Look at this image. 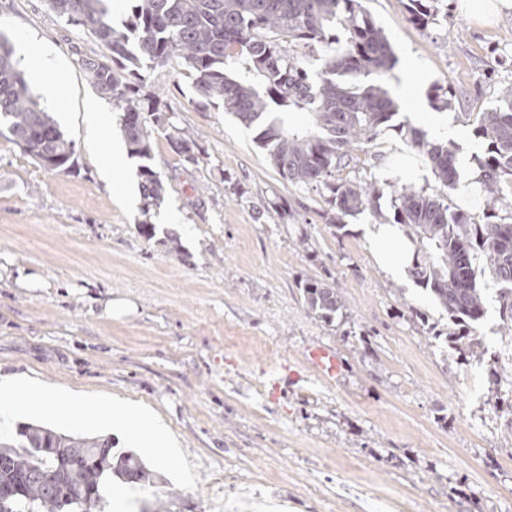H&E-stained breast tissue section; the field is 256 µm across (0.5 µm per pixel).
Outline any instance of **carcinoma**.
<instances>
[{
    "instance_id": "obj_1",
    "label": "carcinoma",
    "mask_w": 512,
    "mask_h": 512,
    "mask_svg": "<svg viewBox=\"0 0 512 512\" xmlns=\"http://www.w3.org/2000/svg\"><path fill=\"white\" fill-rule=\"evenodd\" d=\"M110 0H49L65 23L80 26L108 54L86 57L79 75L119 112L128 155L140 160L143 214L166 193L151 165L158 103L142 93L144 73L172 56L194 72L200 103L223 104L242 124H260L258 142L287 182L322 190L324 223L338 228L360 213L378 215L374 184L339 173L360 165L357 152L381 134L398 104L386 88L395 54L384 31L359 0H130L131 20L113 24ZM438 0H408L409 20L435 23ZM321 51L310 73L299 51ZM307 112L311 125H288V113ZM485 144L477 167L482 213L453 209L412 185L394 191L393 223L415 246L410 274L429 291L456 330L446 340L463 355L482 345L475 336L486 316L474 261L482 256L498 285L501 328L512 335V87L498 104L476 113ZM171 149L197 163L202 146L172 121L161 124ZM410 147L421 153L449 190L458 180L455 148L415 127ZM0 136L50 173L74 167L75 145L41 106L17 70L13 46L0 33ZM308 310L324 320L343 311L340 289L325 281L302 286ZM153 488L145 512H168L170 493L132 452H113L109 436L87 437L24 422L0 441V486L18 490L0 512H96L113 480ZM88 492V502L71 498Z\"/></svg>"
}]
</instances>
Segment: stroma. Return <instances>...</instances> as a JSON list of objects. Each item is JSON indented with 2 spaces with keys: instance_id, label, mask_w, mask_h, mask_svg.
<instances>
[{
  "instance_id": "35a3bbf8",
  "label": "stroma",
  "mask_w": 512,
  "mask_h": 512,
  "mask_svg": "<svg viewBox=\"0 0 512 512\" xmlns=\"http://www.w3.org/2000/svg\"><path fill=\"white\" fill-rule=\"evenodd\" d=\"M444 2L439 24L422 29L407 0H361L393 47L388 89L400 109L356 172L379 188L380 215L339 229L323 223L320 191L278 174L255 129L223 105L198 107L178 57L147 71L144 90L203 152L182 165L156 133L151 164L168 191L143 213L139 161L120 126L97 138L90 127L89 105H113L79 63L103 47L48 0H0L18 70L76 150L75 171L55 174L0 137V373L48 384L64 401L84 396L101 420L24 413L0 436L35 421L109 436L126 450L130 439L108 424L112 398H126L181 444L169 465L147 459L173 493L170 512H512V336L499 330L496 284L478 273L485 353L463 357L445 342L447 315L410 276L392 278L366 236L377 218L392 219L391 196L404 183L452 205L465 187L469 209L481 206L474 118L512 86V11L480 22L463 0ZM37 45L56 66L34 77L26 49ZM62 78L68 102L59 110L48 90ZM450 91L451 107L437 108L435 95ZM417 112L439 120L426 126L428 139L455 147L458 189L443 191L409 147L402 128ZM108 156L134 202L101 179ZM281 202L287 215L274 209ZM22 270L34 284L18 281ZM315 278L343 293L333 321L304 303L300 285ZM116 300L132 312L108 316ZM317 346L335 351V381L313 371L307 353Z\"/></svg>"
}]
</instances>
